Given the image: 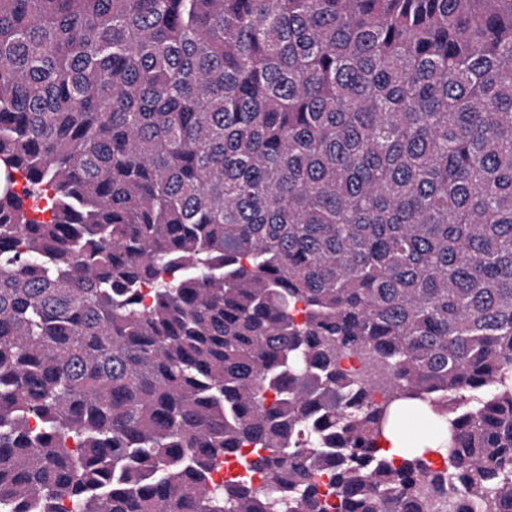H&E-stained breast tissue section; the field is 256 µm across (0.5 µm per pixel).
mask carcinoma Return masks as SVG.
I'll return each mask as SVG.
<instances>
[{
  "label": "carcinoma",
  "mask_w": 512,
  "mask_h": 512,
  "mask_svg": "<svg viewBox=\"0 0 512 512\" xmlns=\"http://www.w3.org/2000/svg\"><path fill=\"white\" fill-rule=\"evenodd\" d=\"M420 485L512 512V0H0V512Z\"/></svg>",
  "instance_id": "cac0c4a2"
}]
</instances>
